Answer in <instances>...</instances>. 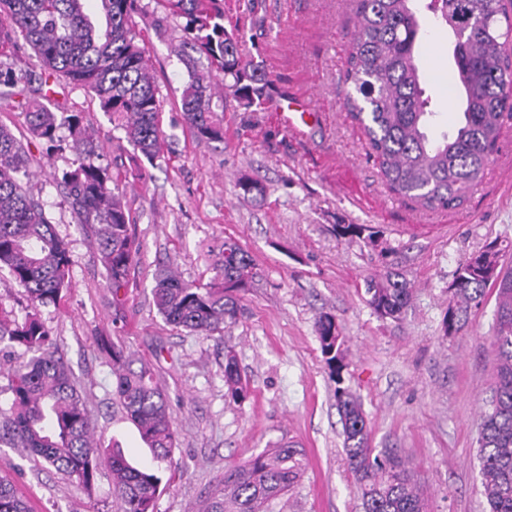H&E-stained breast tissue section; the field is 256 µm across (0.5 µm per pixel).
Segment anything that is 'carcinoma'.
<instances>
[{
	"label": "carcinoma",
	"instance_id": "1",
	"mask_svg": "<svg viewBox=\"0 0 512 512\" xmlns=\"http://www.w3.org/2000/svg\"><path fill=\"white\" fill-rule=\"evenodd\" d=\"M86 0H0V46L21 33L47 77L84 88L112 115L133 146L130 174L145 176L141 159L156 160L165 141L160 126L161 99L145 49L139 44L134 15L139 0H97L105 26H95L84 10ZM169 14L186 19L189 81L183 90V124L199 141H224V127L213 118L215 80L242 106L261 105L270 80L256 63L243 58L238 40L224 28L223 0H163ZM356 30L349 43L342 78L349 84L344 106L364 130L369 155L378 163L388 188L427 209L460 204L480 180L512 120V11L505 0H351ZM448 28L452 44V89L448 109L460 108L457 128L430 135L439 113L431 109L422 64L427 31L424 14ZM0 80L19 88L27 130L34 139L52 142L69 131L75 159L55 177L71 200L81 224L91 226L99 260L119 305L129 269L138 252L130 211L107 167L99 162L95 135L80 112L59 117L49 92L24 95L31 75L16 73L0 60ZM29 158L20 140L0 125V270L23 288L30 305H58L70 288L72 260L43 205L28 193ZM341 237L363 238L373 245L379 231L364 224H338ZM493 244L459 264L451 289L445 331L461 329L488 290L496 292L492 347L495 374L488 411L479 431L480 477L489 512H512V268L499 264ZM248 252L224 239L222 285L194 284L163 268L155 275L153 303L165 321L210 337L236 320L239 284L255 279ZM367 303L381 317L400 319L411 289L399 273L366 280ZM321 352L335 379L344 361V337L333 315L319 316ZM21 352L11 368L0 406V442L20 448L56 471L92 489L99 448L85 399L64 360L57 356L49 330L37 313L18 320L0 308V347ZM112 360V398L124 418L138 429L160 463L177 447L166 394L150 364L135 360L123 345L101 341ZM224 382L235 400L246 396L237 361L225 354ZM343 428V446L360 489L364 512H426V497L409 462L393 455L380 459L371 448V430L360 401L346 389L335 390ZM108 466L117 512H154L161 478L154 469L135 467L121 448L110 449ZM302 450L283 444L267 448L224 470L202 505V512H269L273 501L302 476ZM0 512H31L14 485L0 477Z\"/></svg>",
	"mask_w": 512,
	"mask_h": 512
}]
</instances>
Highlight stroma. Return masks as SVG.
Listing matches in <instances>:
<instances>
[{
    "mask_svg": "<svg viewBox=\"0 0 512 512\" xmlns=\"http://www.w3.org/2000/svg\"><path fill=\"white\" fill-rule=\"evenodd\" d=\"M140 4L137 30L159 86L167 142L150 181L127 174L133 147L95 97L65 82L53 85L59 111L84 113L101 162L134 216L139 255L122 307L112 303L90 230L54 178L74 158L68 130L60 129L56 146L29 145L36 175L27 188L72 257L62 305L39 307L38 314L84 392L97 443L119 445L134 464L151 462L137 429L112 403V365L100 341L118 336L135 358L153 364L179 432L172 467L160 473L155 512H200L225 468L288 442L304 451L307 466L272 512H362L343 451L337 384L315 329L328 313L345 338L342 384L361 401L377 453H396L413 464L430 512H488L478 435L492 385L494 296L473 309L457 333L446 334L444 323L461 261L494 241L503 248L501 264L512 266V122L504 124L466 201L425 209L387 188L362 129L342 106L347 87L341 73L356 23L350 0H224V25L239 36L243 57L267 74L270 96L245 109L227 90L214 88L211 107L224 140L198 141L179 111L189 79L181 57L184 21L157 0ZM422 52L432 80L427 91L443 114L442 130H450L458 114L448 109L447 86L436 81L451 66L447 30L430 27ZM291 96L308 100L318 122L289 129L278 105ZM244 177L262 182L263 200L241 195ZM340 224L375 227L378 248L338 236ZM228 237L259 268L238 293L236 322L211 338L168 324L153 304L157 270L212 282ZM390 265L412 286L398 320L377 316L364 293L365 279ZM229 349L249 388L239 402L224 385ZM0 476L33 512L115 510L104 468L89 492L2 445Z\"/></svg>",
    "mask_w": 512,
    "mask_h": 512,
    "instance_id": "1",
    "label": "stroma"
}]
</instances>
